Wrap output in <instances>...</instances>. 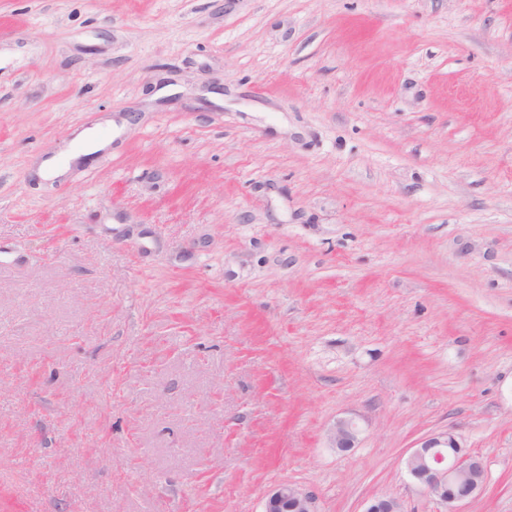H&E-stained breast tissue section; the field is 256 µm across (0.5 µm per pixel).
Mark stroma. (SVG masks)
<instances>
[{"mask_svg":"<svg viewBox=\"0 0 512 512\" xmlns=\"http://www.w3.org/2000/svg\"><path fill=\"white\" fill-rule=\"evenodd\" d=\"M449 429L512 512V0H0V512H447ZM333 448L339 451H348L355 448L357 440V429L355 425L348 420H339L330 436ZM410 476L448 507L460 505L481 493L487 482L482 459L468 451L452 431L427 436L413 447L406 459ZM311 494L288 482L272 487L263 500L262 512H316Z\"/></svg>","mask_w":512,"mask_h":512,"instance_id":"1","label":"stroma"}]
</instances>
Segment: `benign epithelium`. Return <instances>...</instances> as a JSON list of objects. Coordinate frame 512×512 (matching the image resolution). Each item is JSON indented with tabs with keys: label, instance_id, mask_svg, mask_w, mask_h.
Masks as SVG:
<instances>
[{
	"label": "benign epithelium",
	"instance_id": "benign-epithelium-1",
	"mask_svg": "<svg viewBox=\"0 0 512 512\" xmlns=\"http://www.w3.org/2000/svg\"><path fill=\"white\" fill-rule=\"evenodd\" d=\"M334 448L348 451L355 447L357 429L348 420H339L330 436ZM410 476L448 507L462 512L460 505L481 493L487 482L482 459L468 451L452 431L427 436L413 447L406 459ZM262 512H316L311 494L288 483L272 487L263 500ZM363 512H403L392 497L370 499Z\"/></svg>",
	"mask_w": 512,
	"mask_h": 512
}]
</instances>
